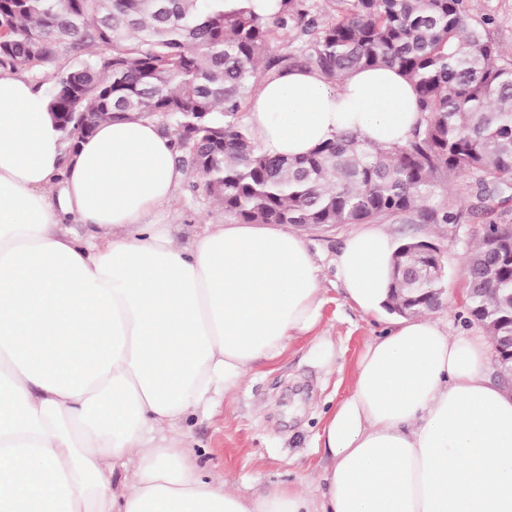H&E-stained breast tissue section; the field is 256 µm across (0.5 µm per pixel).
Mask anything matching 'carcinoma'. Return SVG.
Wrapping results in <instances>:
<instances>
[{"instance_id": "carcinoma-1", "label": "carcinoma", "mask_w": 512, "mask_h": 512, "mask_svg": "<svg viewBox=\"0 0 512 512\" xmlns=\"http://www.w3.org/2000/svg\"><path fill=\"white\" fill-rule=\"evenodd\" d=\"M279 0L261 15L249 0H0V65L42 72L67 55L88 62L46 75L63 141L104 119H157L174 130L179 161L239 224L320 227L396 221L453 224L448 183L465 176L487 215L512 201V63L466 0ZM308 37L305 62L330 79L391 67L416 87L422 118L390 150L352 134L303 157L258 150L239 117L282 31ZM441 251L409 239L391 260L393 311L442 306ZM470 310L492 340L512 329V223L491 222L466 257Z\"/></svg>"}]
</instances>
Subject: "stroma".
<instances>
[{"mask_svg":"<svg viewBox=\"0 0 512 512\" xmlns=\"http://www.w3.org/2000/svg\"><path fill=\"white\" fill-rule=\"evenodd\" d=\"M474 17H492L489 33L503 61L512 60V0H468ZM193 173H185L169 209L156 218L181 248L192 249L206 225L225 223L223 207L198 186ZM449 201L462 212L457 224L385 223L395 242L423 239L441 251L446 299L431 317L447 326L450 335H477L460 294L466 288L465 256L487 224L486 215L473 212L469 179L449 184ZM353 224L325 229H302L311 254L320 267L325 304L317 328L331 343L330 359L313 350L312 341L292 344L275 363L249 373L208 414L190 417L182 427L189 450L207 479L227 481L230 490L254 496L266 487L301 478L306 470L322 466L315 448L327 411L352 391L356 360L365 346L380 336L384 321L363 314L344 298L335 277V258Z\"/></svg>","mask_w":512,"mask_h":512,"instance_id":"1","label":"stroma"}]
</instances>
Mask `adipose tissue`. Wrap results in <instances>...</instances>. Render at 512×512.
<instances>
[{
	"instance_id": "1",
	"label": "adipose tissue",
	"mask_w": 512,
	"mask_h": 512,
	"mask_svg": "<svg viewBox=\"0 0 512 512\" xmlns=\"http://www.w3.org/2000/svg\"><path fill=\"white\" fill-rule=\"evenodd\" d=\"M420 119L388 67L336 84L284 70L248 112L261 152L281 156L344 133L389 149ZM176 156L144 119L101 122L68 150L42 89L0 67V512H512V392L487 375L491 339L426 316H389L359 356L318 437L322 495L305 479L245 497L202 478L184 421L291 344L326 358L330 343L300 235L209 224L187 251L149 222L182 180ZM394 249L375 229L336 257L365 314H386Z\"/></svg>"
}]
</instances>
